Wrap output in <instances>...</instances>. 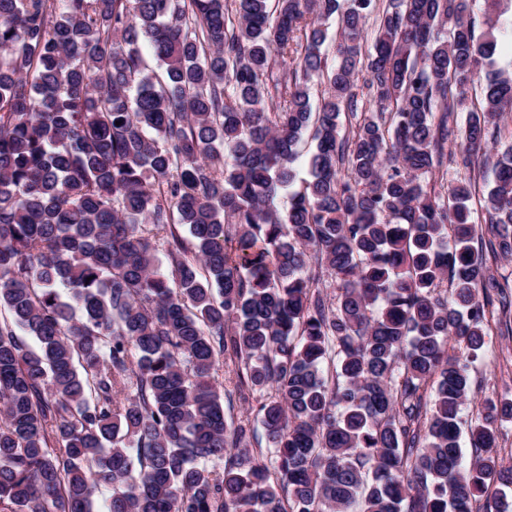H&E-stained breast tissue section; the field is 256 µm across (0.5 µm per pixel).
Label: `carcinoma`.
Masks as SVG:
<instances>
[{"mask_svg": "<svg viewBox=\"0 0 512 512\" xmlns=\"http://www.w3.org/2000/svg\"><path fill=\"white\" fill-rule=\"evenodd\" d=\"M377 2L0 0V512L102 486L108 512H508L512 399L462 419L487 306L512 313L469 206L491 171L512 256L508 0L482 38L470 0H385L370 31ZM235 393L260 397L236 420Z\"/></svg>", "mask_w": 512, "mask_h": 512, "instance_id": "cac0c4a2", "label": "carcinoma"}]
</instances>
